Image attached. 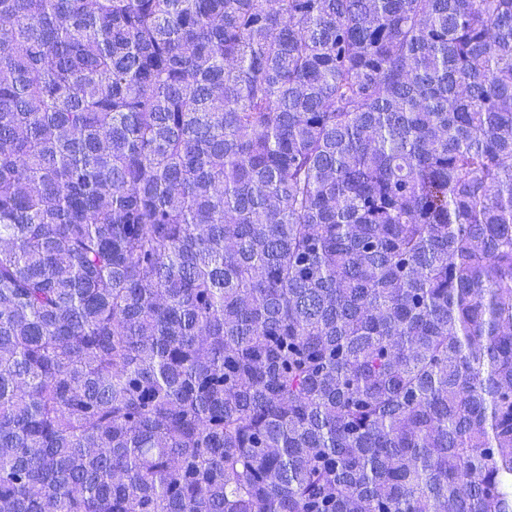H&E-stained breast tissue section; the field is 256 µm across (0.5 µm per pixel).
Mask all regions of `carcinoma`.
Masks as SVG:
<instances>
[{
    "label": "carcinoma",
    "mask_w": 512,
    "mask_h": 512,
    "mask_svg": "<svg viewBox=\"0 0 512 512\" xmlns=\"http://www.w3.org/2000/svg\"><path fill=\"white\" fill-rule=\"evenodd\" d=\"M0 512H512V0H0Z\"/></svg>",
    "instance_id": "carcinoma-1"
}]
</instances>
